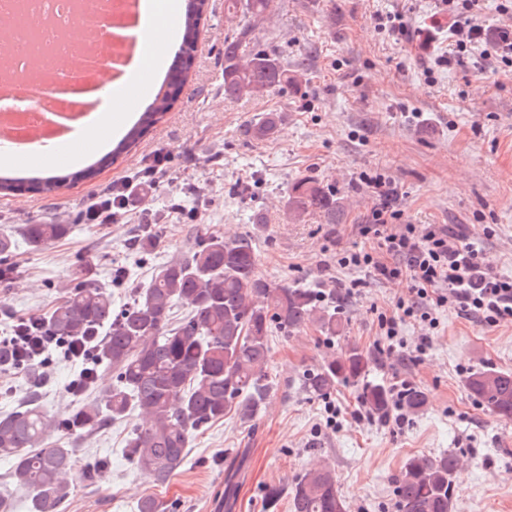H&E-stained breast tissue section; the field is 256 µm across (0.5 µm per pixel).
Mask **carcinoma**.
<instances>
[{"mask_svg":"<svg viewBox=\"0 0 512 512\" xmlns=\"http://www.w3.org/2000/svg\"><path fill=\"white\" fill-rule=\"evenodd\" d=\"M208 0H187L182 46L195 45ZM269 0H224L227 11L248 17L236 34L224 40V96L264 95L298 81L253 38ZM194 68L183 53L168 76L169 91L157 94L113 149L119 154L138 143L172 108L178 90ZM281 115L268 112L247 124L243 135L266 140L277 131ZM89 166L65 175L33 180L34 188L53 195L62 188L92 178ZM287 211L297 217L320 214L334 224L342 202L320 183L296 180L288 194ZM67 224H25L26 241L45 246L68 231ZM258 259L251 240L196 236L195 248L182 258L157 267L150 282L131 303L118 306L105 289L80 282L42 317L45 329L62 340L106 330L92 350L96 366L112 371L114 382L98 399L64 418L48 414L39 403L41 363L14 359L12 348L0 344V366L27 372L32 387L27 404L0 416V457L10 460L12 483L28 499L29 512H56L70 493L66 475L77 466L74 440L124 419L131 413L139 423L127 440L131 463L153 482L162 484L183 467L193 434L230 412L244 420L259 411L268 388L266 367L274 329L316 322L330 335L339 323L336 313L317 307L309 288L273 287L257 273ZM187 309L174 320L176 305ZM367 360L353 352L328 362L308 380L320 393L336 380L365 376ZM468 387L489 411L512 421V372L486 367L472 373ZM362 396L372 412L387 414L394 405L391 390L366 383ZM401 402L410 412L425 403L423 393L406 388ZM58 434L51 440L52 434ZM459 458L452 452L407 460L395 489L397 512H451L456 495L454 474ZM291 512H347L336 477L326 468L307 470L291 493Z\"/></svg>","mask_w":512,"mask_h":512,"instance_id":"obj_1","label":"carcinoma"}]
</instances>
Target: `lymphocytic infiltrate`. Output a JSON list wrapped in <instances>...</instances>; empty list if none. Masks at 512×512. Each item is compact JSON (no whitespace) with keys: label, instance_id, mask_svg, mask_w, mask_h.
Listing matches in <instances>:
<instances>
[{"label":"lymphocytic infiltrate","instance_id":"1","mask_svg":"<svg viewBox=\"0 0 512 512\" xmlns=\"http://www.w3.org/2000/svg\"><path fill=\"white\" fill-rule=\"evenodd\" d=\"M135 189L131 180L112 183L91 197L85 207L87 217L96 224L110 223L131 205ZM402 217V210L381 202L369 223L360 227L361 236L372 241V248L347 250L337 259L343 268L370 269L387 280L410 279L407 296L396 303L397 315L378 319L381 340L388 348L401 345L403 321L417 319L436 329L435 312L447 305L479 314L490 325L512 320V279L487 271L477 243L452 242L444 224L429 225L424 234H417L415 226L403 223Z\"/></svg>","mask_w":512,"mask_h":512}]
</instances>
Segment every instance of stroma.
<instances>
[{"mask_svg": "<svg viewBox=\"0 0 512 512\" xmlns=\"http://www.w3.org/2000/svg\"><path fill=\"white\" fill-rule=\"evenodd\" d=\"M499 5L483 0L485 31L475 53L438 67L435 58L456 40L439 0H270L255 40L289 67H302L299 82L228 99L224 41L245 19L227 13L224 0H210L193 76L136 148L59 195L24 184L0 196V236L16 242L0 257V268L12 271L0 280V336L10 335L15 317L46 315L80 280L126 303L157 265L189 253L196 230L251 238L262 278L325 293L320 308L341 324L335 336L314 323L275 331L270 389L259 413L243 421L231 412L196 432L186 464L165 485H153L127 459L136 417L79 439L78 461L99 460L104 468L92 481L73 474L63 512H137L147 493L163 512H225L228 477L237 484L233 512H264L265 486L290 491L318 462L334 471L348 512H395L405 462L448 450L460 458L452 512H512V421L491 415L466 385L472 371L486 366L512 372V321L490 326L447 306L437 313L436 330L402 324L403 345L391 351L379 342L378 317L395 314L409 279L384 280L336 264L337 254L364 243L359 228L378 197L360 175L378 171L396 190L407 223L460 225L483 248L487 267L512 278V73L480 57L499 31L512 29V12ZM389 12L403 14L406 35L378 28L376 16ZM268 112L283 117L277 134L245 138L244 126ZM157 152L169 155L166 170L126 213L109 224L72 223L92 194L137 177ZM304 177L340 197L341 223H324L315 213L287 217L288 189ZM177 202L183 210H174ZM256 211L267 223L252 222ZM58 219L69 232L47 246L31 247L20 235L22 225ZM147 221L156 245L141 263L133 243ZM119 268L123 288L112 285ZM427 334L431 344L419 351ZM354 350L369 361L368 380L421 391L422 410L407 413L403 426H385L362 402L360 384L343 379L320 394L306 390L310 374ZM82 370L77 361L50 362L43 385L48 414L74 410L112 382L103 369L89 390L72 394ZM330 404L335 414H328Z\"/></svg>", "mask_w": 512, "mask_h": 512, "instance_id": "stroma-1", "label": "stroma"}]
</instances>
